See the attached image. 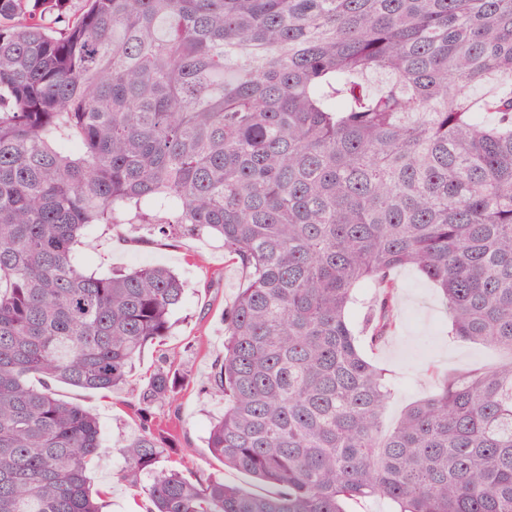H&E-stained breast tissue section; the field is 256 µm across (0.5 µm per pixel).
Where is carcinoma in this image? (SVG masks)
<instances>
[{"label":"carcinoma","mask_w":512,"mask_h":512,"mask_svg":"<svg viewBox=\"0 0 512 512\" xmlns=\"http://www.w3.org/2000/svg\"><path fill=\"white\" fill-rule=\"evenodd\" d=\"M92 224L217 238L246 271L207 446L268 490L158 468L144 427L119 476L149 512H512V358L388 429L349 317L373 282L382 344L410 266L449 336L512 353V0H0V512H103L100 424L52 383L122 388L183 299L164 267L88 270Z\"/></svg>","instance_id":"obj_1"}]
</instances>
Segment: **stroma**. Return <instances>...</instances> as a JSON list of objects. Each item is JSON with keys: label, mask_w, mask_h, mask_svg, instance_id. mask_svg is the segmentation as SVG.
Wrapping results in <instances>:
<instances>
[{"label": "stroma", "mask_w": 512, "mask_h": 512, "mask_svg": "<svg viewBox=\"0 0 512 512\" xmlns=\"http://www.w3.org/2000/svg\"><path fill=\"white\" fill-rule=\"evenodd\" d=\"M78 252L89 270L110 273L145 265L169 268L185 284V295L174 314L172 336L148 346L136 361L130 384L121 392L88 391L56 385L58 398L93 412L101 426L105 451L91 473L95 488L106 492V512H146L142 492L119 481L124 446L143 423L134 413L140 393L168 356H177L182 379L173 400L154 410L153 421L168 433L162 465L183 471L196 480L213 476L225 482L252 486L251 478L225 469L213 458L207 437L211 423L224 409V398L211 384L216 360L224 354V314L232 306L246 273L224 254L222 241L208 237H150L131 243L107 225L86 230ZM399 285L394 314L397 325L371 357L396 374V387L385 422L393 424L410 403L434 390L427 368L443 375L475 372L499 365L503 352L469 342L449 343L448 315L441 295L421 273L411 267L394 270Z\"/></svg>", "instance_id": "obj_1"}]
</instances>
